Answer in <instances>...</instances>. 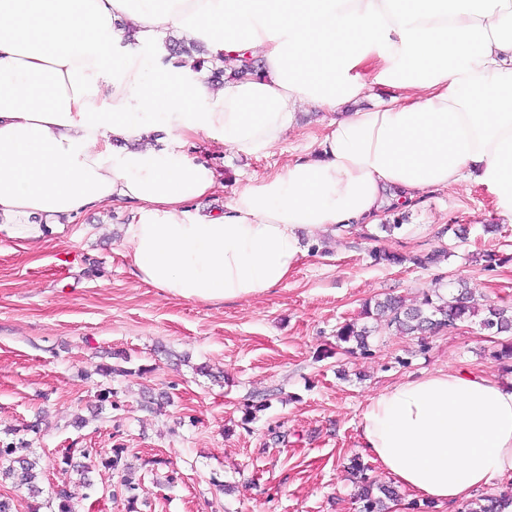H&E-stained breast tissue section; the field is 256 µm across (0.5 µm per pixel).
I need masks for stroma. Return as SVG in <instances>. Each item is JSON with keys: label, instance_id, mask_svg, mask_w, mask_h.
Masks as SVG:
<instances>
[{"label": "stroma", "instance_id": "35a3bbf8", "mask_svg": "<svg viewBox=\"0 0 512 512\" xmlns=\"http://www.w3.org/2000/svg\"><path fill=\"white\" fill-rule=\"evenodd\" d=\"M250 160L198 141L191 156L229 186L284 168L325 132L321 114ZM118 207L87 210L63 235L0 241V446L27 441L43 499L66 484L74 512H357L359 421L369 397L422 374L467 372L512 384L495 358L504 336L478 322L419 341L376 328L367 353L336 345V330L368 300L451 296L512 305V223L498 224L479 185L426 195L385 233L345 229L297 264L288 282L244 301L185 300L139 282L122 254ZM376 250L445 251L428 267L375 264ZM501 262L485 269L481 256ZM128 374L104 378L110 351ZM112 388L101 401V388ZM123 448L138 484L128 507L117 472L95 466L64 482L63 455Z\"/></svg>", "mask_w": 512, "mask_h": 512}]
</instances>
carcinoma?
<instances>
[{"instance_id": "carcinoma-1", "label": "carcinoma", "mask_w": 512, "mask_h": 512, "mask_svg": "<svg viewBox=\"0 0 512 512\" xmlns=\"http://www.w3.org/2000/svg\"><path fill=\"white\" fill-rule=\"evenodd\" d=\"M167 55L162 63L172 64L176 67L183 64L181 56H192V52H201L195 40L164 41ZM388 212L399 216V221L393 224H382L380 229L391 232L400 228V222L407 220L409 209L403 203L394 202L388 208ZM438 253L415 255L406 257L400 253L379 250L373 253L374 261L378 264L389 266L401 265L409 261L417 266L424 267L433 263ZM469 290L466 283H459L458 294L448 298L436 293L424 298L418 307H406L396 298H386L375 302L374 305H365L363 316L375 318L384 322L387 329L399 335H416L435 333L442 330L455 328L460 323H465L477 316L475 309L469 305ZM479 325L481 329L497 336L503 333H512V312L503 307L490 306L486 309ZM372 329L366 324L356 321L348 322L336 330V339L340 343L349 345L347 351H364L368 348L367 339L371 336ZM32 454L28 444L21 441L10 443L0 448V476L16 478V486H24L29 492L37 496L42 489L37 483L35 472L36 462L30 457ZM352 473L356 475L358 491L356 494L359 502V512H385L387 500H396L397 490L390 485H376L369 480L364 473V467L360 463L351 466ZM512 505V497L497 495H480L469 500L458 508V512H505Z\"/></svg>"}]
</instances>
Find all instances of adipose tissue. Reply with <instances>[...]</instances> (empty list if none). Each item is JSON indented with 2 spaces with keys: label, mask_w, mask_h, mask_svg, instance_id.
<instances>
[{
  "label": "adipose tissue",
  "mask_w": 512,
  "mask_h": 512,
  "mask_svg": "<svg viewBox=\"0 0 512 512\" xmlns=\"http://www.w3.org/2000/svg\"><path fill=\"white\" fill-rule=\"evenodd\" d=\"M169 36L204 41L206 63L150 68L137 46ZM244 56L257 74L210 81ZM308 111L329 115L313 152L223 210L195 208L219 182L190 146L256 157ZM462 184L512 223V0H0L1 237L37 244L124 205L140 282L248 299L320 237ZM359 431L372 462L448 512L512 478V385L490 378L396 384L368 398Z\"/></svg>",
  "instance_id": "1"
}]
</instances>
